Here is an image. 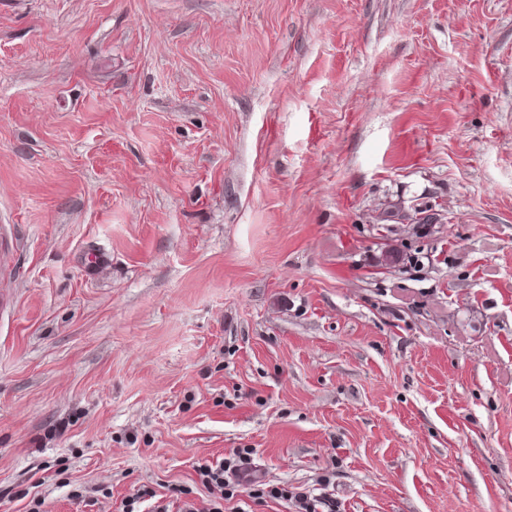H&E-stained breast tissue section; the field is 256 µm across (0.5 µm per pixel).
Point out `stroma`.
Returning <instances> with one entry per match:
<instances>
[{
	"instance_id": "stroma-1",
	"label": "stroma",
	"mask_w": 512,
	"mask_h": 512,
	"mask_svg": "<svg viewBox=\"0 0 512 512\" xmlns=\"http://www.w3.org/2000/svg\"><path fill=\"white\" fill-rule=\"evenodd\" d=\"M238 448L512 512V0H0V512Z\"/></svg>"
}]
</instances>
